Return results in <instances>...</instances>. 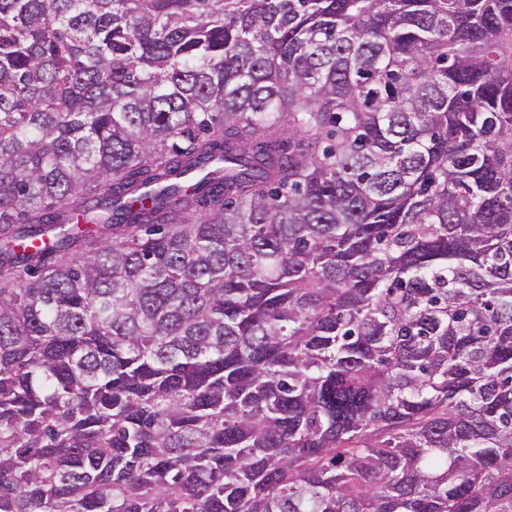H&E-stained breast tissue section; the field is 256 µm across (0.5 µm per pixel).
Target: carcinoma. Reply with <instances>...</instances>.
<instances>
[{"label":"carcinoma","mask_w":512,"mask_h":512,"mask_svg":"<svg viewBox=\"0 0 512 512\" xmlns=\"http://www.w3.org/2000/svg\"><path fill=\"white\" fill-rule=\"evenodd\" d=\"M0 512H512V0H0Z\"/></svg>","instance_id":"1"}]
</instances>
